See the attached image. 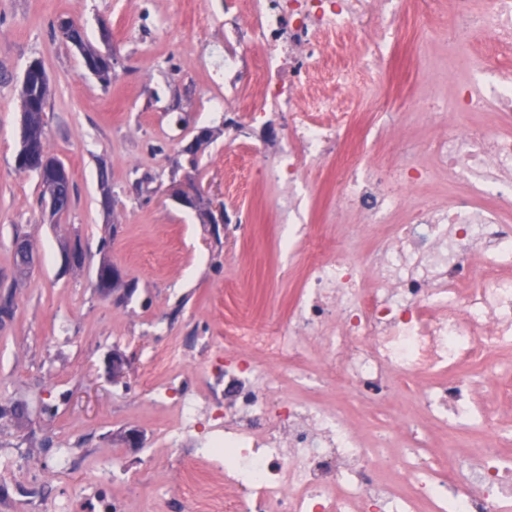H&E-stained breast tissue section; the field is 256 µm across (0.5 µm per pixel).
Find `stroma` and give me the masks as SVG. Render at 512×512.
<instances>
[{
	"label": "stroma",
	"mask_w": 512,
	"mask_h": 512,
	"mask_svg": "<svg viewBox=\"0 0 512 512\" xmlns=\"http://www.w3.org/2000/svg\"><path fill=\"white\" fill-rule=\"evenodd\" d=\"M242 0H0V300L14 316L0 320V405L25 404L21 420L0 419V462L14 466L0 482V512H17L15 487L35 485L65 512H181L183 470H208L196 455L169 447L172 404L153 389L181 374L188 395L206 397L201 370H183L171 350L188 336L223 342L224 325L245 320L263 328L286 321L306 277L301 256L284 247L281 194L260 168L288 131L287 113L270 115L254 143L232 141L224 112L212 108L223 86L210 69L224 55V14ZM418 5L392 57L379 64L369 92L342 90L338 102L361 107L341 136L351 149L397 165L399 150L433 164L430 145L447 121L421 114L427 98L448 99L445 44L423 24ZM82 27L100 51H111L110 82L83 66L80 52L56 30L59 18ZM110 41H103L102 26ZM41 60L51 88L46 107L49 154L68 169L75 187L69 212L40 203L38 177L16 168L22 137L19 87L32 60ZM388 109L376 112L375 100ZM211 131L195 154L187 148L200 128ZM306 218L314 245L371 251L389 224L405 223L398 208L388 224L362 228L354 208L336 212V160L307 164ZM192 176L204 187L200 204L166 199L171 182ZM226 223H216L218 213ZM25 237L34 264L19 268L15 242ZM77 249L79 262L66 254ZM136 282L116 299L96 286L101 264ZM127 366L113 376L109 362ZM497 375L482 393L498 419L512 425V348L495 359ZM318 385L324 401L347 410L355 434L386 429L390 412L412 407L418 383L391 394L389 405L353 407L330 371ZM137 432L139 442L125 436Z\"/></svg>",
	"instance_id": "obj_1"
}]
</instances>
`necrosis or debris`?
Instances as JSON below:
<instances>
[{
    "instance_id": "obj_1",
    "label": "necrosis or debris",
    "mask_w": 512,
    "mask_h": 512,
    "mask_svg": "<svg viewBox=\"0 0 512 512\" xmlns=\"http://www.w3.org/2000/svg\"><path fill=\"white\" fill-rule=\"evenodd\" d=\"M404 0H245L224 21L232 44L214 77L249 62L257 96L235 128L249 139L268 112L290 113L288 144L264 172L279 184L281 223L300 241L312 229L301 212V172L306 161L339 158V194L366 217L388 223L401 205L384 187L376 164L344 152L341 123L318 122L312 112L335 107L327 83L344 89L364 79L388 54L405 22ZM436 27L449 50L480 35L487 51L471 61L466 78L449 70L455 113L493 106L512 113V71L501 58L512 51V0H448ZM363 48L358 71L330 70L337 51ZM439 167L470 192L447 207L414 204L408 220L363 257L340 251L309 258L304 285L288 322L264 330L248 322L227 325L231 350L223 362L206 363L212 394L206 406L181 398L168 430L169 444L191 438L222 481L195 485L186 512H512V448L479 396L468 369L489 365L512 346V224L481 199L512 198V132L473 124L455 125L436 143ZM317 337L329 370L361 401L385 396L389 379L427 382L421 402L450 431L479 427L490 441L479 456L461 462L448 455L439 472L412 441L404 415L393 416L406 446L387 438L359 441L339 410L311 400L279 398L277 377L254 354L278 358L296 383L313 387L300 342Z\"/></svg>"
}]
</instances>
